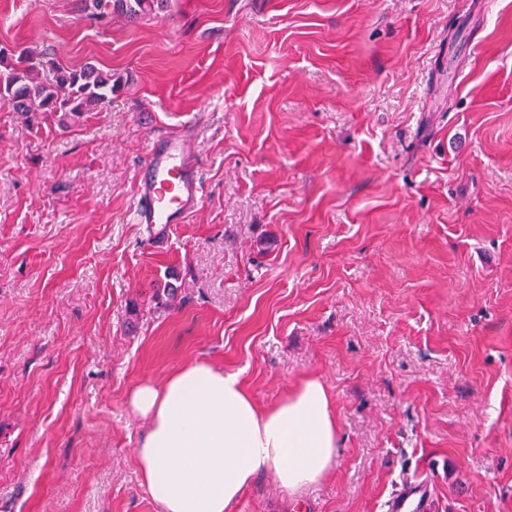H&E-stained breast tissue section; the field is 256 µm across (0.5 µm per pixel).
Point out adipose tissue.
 Here are the masks:
<instances>
[{
	"mask_svg": "<svg viewBox=\"0 0 512 512\" xmlns=\"http://www.w3.org/2000/svg\"><path fill=\"white\" fill-rule=\"evenodd\" d=\"M129 405L148 423L137 462L164 512H225L263 473L294 494L335 462L336 417L315 378L263 408L239 374L194 361L137 386Z\"/></svg>",
	"mask_w": 512,
	"mask_h": 512,
	"instance_id": "1",
	"label": "adipose tissue"
}]
</instances>
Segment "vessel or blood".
Here are the masks:
<instances>
[{
  "instance_id": "b4317fda",
  "label": "vessel or blood",
  "mask_w": 512,
  "mask_h": 512,
  "mask_svg": "<svg viewBox=\"0 0 512 512\" xmlns=\"http://www.w3.org/2000/svg\"><path fill=\"white\" fill-rule=\"evenodd\" d=\"M202 197L203 182L191 152L189 128L153 142L137 184L134 211L135 222L146 227L149 243L163 244L170 226L194 214ZM430 510L431 492L422 482L403 485L386 503V512Z\"/></svg>"
}]
</instances>
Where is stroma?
<instances>
[{
	"instance_id": "obj_1",
	"label": "stroma",
	"mask_w": 512,
	"mask_h": 512,
	"mask_svg": "<svg viewBox=\"0 0 512 512\" xmlns=\"http://www.w3.org/2000/svg\"><path fill=\"white\" fill-rule=\"evenodd\" d=\"M3 45L123 86L66 126L0 101V512H163L127 396L193 360L336 414L323 480L231 512H512V0H0ZM197 113L158 251L139 171ZM83 12L94 23H108L119 14L130 20L150 17L168 8L170 0H81ZM431 492L423 482L405 484L386 502V512H430Z\"/></svg>"
}]
</instances>
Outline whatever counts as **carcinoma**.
<instances>
[{"label": "carcinoma", "instance_id": "cac0c4a2", "mask_svg": "<svg viewBox=\"0 0 512 512\" xmlns=\"http://www.w3.org/2000/svg\"><path fill=\"white\" fill-rule=\"evenodd\" d=\"M83 12L94 23H108L119 14L130 20L156 15L168 8L170 0H81ZM52 74L47 80L43 72ZM121 79L112 78L91 65L70 68L48 54H33L17 45L0 47V99L25 115L49 112L60 122L76 120L112 98Z\"/></svg>", "mask_w": 512, "mask_h": 512}]
</instances>
